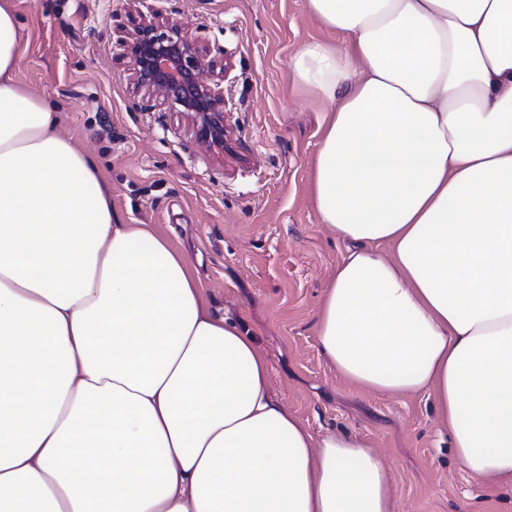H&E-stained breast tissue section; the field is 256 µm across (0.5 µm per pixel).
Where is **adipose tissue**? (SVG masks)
<instances>
[{"instance_id":"ef3b65f1","label":"adipose tissue","mask_w":512,"mask_h":512,"mask_svg":"<svg viewBox=\"0 0 512 512\" xmlns=\"http://www.w3.org/2000/svg\"><path fill=\"white\" fill-rule=\"evenodd\" d=\"M329 105L320 221L349 248L317 318L351 385L423 392L476 480L512 488V0H307ZM0 0V512H398L360 437H314L188 259L112 209L15 79Z\"/></svg>"}]
</instances>
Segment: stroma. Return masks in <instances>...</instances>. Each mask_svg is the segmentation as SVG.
I'll return each mask as SVG.
<instances>
[{
	"mask_svg": "<svg viewBox=\"0 0 512 512\" xmlns=\"http://www.w3.org/2000/svg\"><path fill=\"white\" fill-rule=\"evenodd\" d=\"M16 80L54 103L95 157L126 224H147L196 268L215 315L267 353L274 396L317 437L366 439L392 471L399 512H512V491L459 464L432 397L375 394L336 374L316 315L347 244L311 196L325 101L300 86L296 52L341 43L307 0H14ZM182 24L224 68L223 151L133 85L120 42L141 17Z\"/></svg>",
	"mask_w": 512,
	"mask_h": 512,
	"instance_id": "1",
	"label": "stroma"
}]
</instances>
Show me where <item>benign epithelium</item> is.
<instances>
[{"label":"benign epithelium","mask_w":512,"mask_h":512,"mask_svg":"<svg viewBox=\"0 0 512 512\" xmlns=\"http://www.w3.org/2000/svg\"><path fill=\"white\" fill-rule=\"evenodd\" d=\"M120 46L137 89L181 107L192 117L202 144L224 149V88L203 80L214 62L182 25L163 26L144 16Z\"/></svg>","instance_id":"1"}]
</instances>
